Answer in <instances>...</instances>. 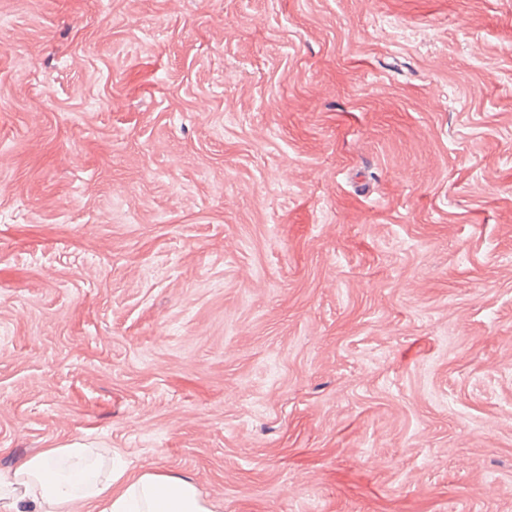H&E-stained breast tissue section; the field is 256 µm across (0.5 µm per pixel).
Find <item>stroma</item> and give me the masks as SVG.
Here are the masks:
<instances>
[{
    "mask_svg": "<svg viewBox=\"0 0 512 512\" xmlns=\"http://www.w3.org/2000/svg\"><path fill=\"white\" fill-rule=\"evenodd\" d=\"M1 18L0 472L512 512V0Z\"/></svg>",
    "mask_w": 512,
    "mask_h": 512,
    "instance_id": "1",
    "label": "stroma"
}]
</instances>
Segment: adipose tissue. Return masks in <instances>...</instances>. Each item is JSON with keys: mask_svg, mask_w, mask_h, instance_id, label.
Instances as JSON below:
<instances>
[{"mask_svg": "<svg viewBox=\"0 0 512 512\" xmlns=\"http://www.w3.org/2000/svg\"><path fill=\"white\" fill-rule=\"evenodd\" d=\"M108 448H51L0 473V512H214L192 481L144 471L101 474Z\"/></svg>", "mask_w": 512, "mask_h": 512, "instance_id": "obj_1", "label": "adipose tissue"}]
</instances>
